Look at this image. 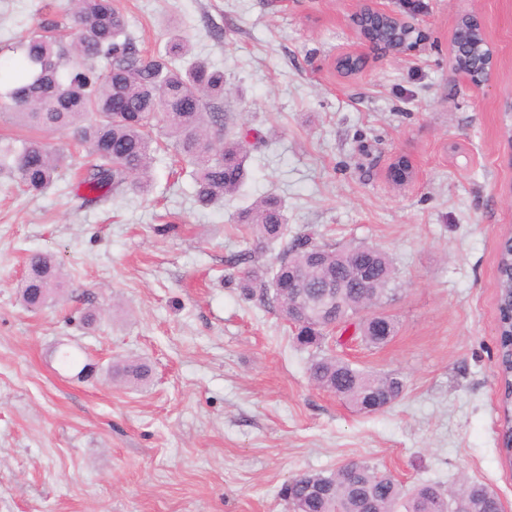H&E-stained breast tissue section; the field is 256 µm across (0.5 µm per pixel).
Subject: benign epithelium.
Returning a JSON list of instances; mask_svg holds the SVG:
<instances>
[{
    "label": "benign epithelium",
    "mask_w": 512,
    "mask_h": 512,
    "mask_svg": "<svg viewBox=\"0 0 512 512\" xmlns=\"http://www.w3.org/2000/svg\"><path fill=\"white\" fill-rule=\"evenodd\" d=\"M418 8L417 0H398L396 7L380 0H360L359 8L351 16L360 46L336 57V71L343 78L351 77L342 65L350 57H364L369 53L394 59L419 54L426 43V34L420 25L410 20ZM450 43L453 66L458 74L475 86L492 81L497 69V52L477 15H461ZM387 177L399 186H410L416 181L417 172L408 159L401 157L391 164Z\"/></svg>",
    "instance_id": "1"
}]
</instances>
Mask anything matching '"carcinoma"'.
Masks as SVG:
<instances>
[{"label": "carcinoma", "instance_id": "cac0c4a2", "mask_svg": "<svg viewBox=\"0 0 512 512\" xmlns=\"http://www.w3.org/2000/svg\"><path fill=\"white\" fill-rule=\"evenodd\" d=\"M73 39L61 34L59 22L44 20L14 47L18 81L0 89V110H9L24 125L39 131L72 134L92 158L80 183L89 191H103L102 200L114 194L147 187L152 154L159 137L172 143L181 160L192 168L195 201L210 207L234 195L248 177L249 132L235 129L224 111V71L203 59L180 68L173 60L189 55L186 41L171 36L165 53L143 63L126 19L115 0H66ZM107 62L100 68L98 62ZM65 155L50 149L43 138L0 141V168L15 174L25 189L38 194L54 182ZM235 223L245 226L252 248L237 256L240 288L250 299L259 297L276 304L283 320L301 346L322 347L328 339L321 315L326 304L324 283L339 277L331 304L336 327H355L361 340L371 346L383 344L373 328L375 311L394 292L393 265L383 251L361 244L343 248L319 245L306 233L288 231L281 199L264 197L237 213ZM269 244L279 245L270 267L261 271L258 253ZM369 265L374 287H358L353 274ZM305 268L306 288L298 297L273 289L277 276L288 269ZM512 252L501 251L498 288L502 300L512 292ZM62 272L52 257L29 255L20 285L22 304L30 310L51 300L43 289L60 290ZM512 324L498 314V370L502 426L500 439H512ZM112 376L138 385L149 378L148 366L138 360H119ZM311 380L336 394L361 412H367L372 396L388 393L399 399L405 389L395 373H374L353 367L332 355L318 356L309 367ZM343 469L325 477L302 473L288 480L281 495L292 512H502L498 495L486 485L469 481L456 491L421 484L407 494L390 475L365 460L350 469L351 478L340 477Z\"/></svg>", "mask_w": 512, "mask_h": 512}]
</instances>
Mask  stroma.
Returning a JSON list of instances; mask_svg holds the SVG:
<instances>
[{
	"instance_id": "1",
	"label": "stroma",
	"mask_w": 512,
	"mask_h": 512,
	"mask_svg": "<svg viewBox=\"0 0 512 512\" xmlns=\"http://www.w3.org/2000/svg\"><path fill=\"white\" fill-rule=\"evenodd\" d=\"M141 51L170 34L223 70L224 109L259 131L249 179L206 209L172 151L150 186L85 201L89 158L42 137L66 162L37 196L0 172V512H289L279 491L304 472L365 459L404 488L462 479L512 512V468L498 445L497 262L512 226V0H422L428 33L413 59H368L351 81L332 63L356 36L357 0H116ZM65 0H0V81L12 46ZM480 16L500 51L493 81L453 74L461 14ZM421 177L395 188L388 165ZM289 229L320 244H367L390 258L398 321L386 344L352 332L322 353L399 374L403 396L374 414L315 386L313 349L292 343L275 307L244 298L227 257L249 242L233 218L267 194ZM64 274L37 311L18 285L28 255ZM91 308L98 321L84 325ZM79 363L63 366L62 351ZM119 359L152 367L113 380ZM94 367L81 377L79 364Z\"/></svg>"
}]
</instances>
